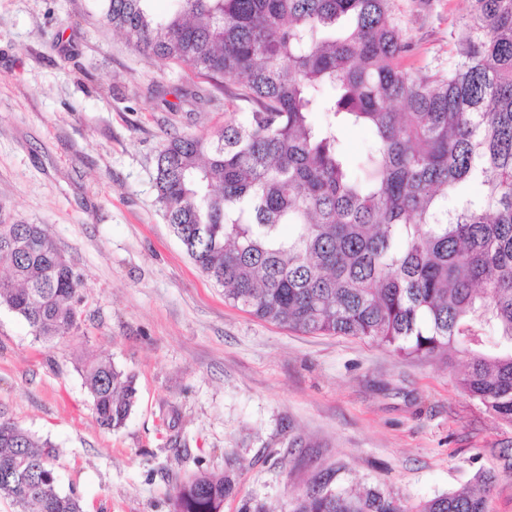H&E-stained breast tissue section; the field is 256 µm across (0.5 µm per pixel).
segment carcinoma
Wrapping results in <instances>:
<instances>
[{
	"label": "carcinoma",
	"instance_id": "cac0c4a2",
	"mask_svg": "<svg viewBox=\"0 0 512 512\" xmlns=\"http://www.w3.org/2000/svg\"><path fill=\"white\" fill-rule=\"evenodd\" d=\"M96 0L136 50L235 86L241 122L168 139L164 216L224 300L304 333L370 339L403 358L463 353L460 386L512 422V0H470L448 59L416 72L394 0ZM366 133L350 155L346 128ZM0 307L36 338L80 329V275L41 224L0 214ZM78 370L104 428L125 425L135 376ZM56 449L0 416V498L82 512L52 480ZM478 487L416 512H485ZM229 476L173 488L172 512H222ZM292 512H411L328 482Z\"/></svg>",
	"mask_w": 512,
	"mask_h": 512
}]
</instances>
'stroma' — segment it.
Segmentation results:
<instances>
[{"label":"stroma","instance_id":"35a3bbf8","mask_svg":"<svg viewBox=\"0 0 512 512\" xmlns=\"http://www.w3.org/2000/svg\"><path fill=\"white\" fill-rule=\"evenodd\" d=\"M408 65L448 56L469 0H395ZM216 87L141 55L93 0H0V210L44 225L81 274L80 333L44 342L0 308V412L50 441L56 488L83 512H171L176 483L227 474L223 512H291L316 481L413 506L495 475L512 512V423L459 386L467 359H402L306 334L224 300L186 254L155 188L174 135L240 121ZM134 374L125 426L101 427L77 370Z\"/></svg>","mask_w":512,"mask_h":512}]
</instances>
